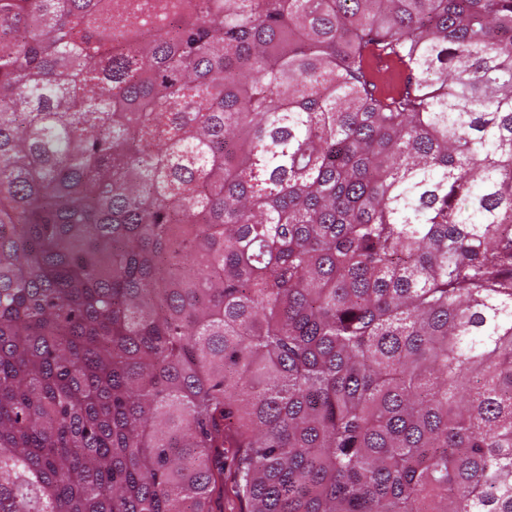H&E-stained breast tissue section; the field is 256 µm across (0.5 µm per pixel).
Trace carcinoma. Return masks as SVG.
<instances>
[{
  "instance_id": "carcinoma-1",
  "label": "carcinoma",
  "mask_w": 512,
  "mask_h": 512,
  "mask_svg": "<svg viewBox=\"0 0 512 512\" xmlns=\"http://www.w3.org/2000/svg\"><path fill=\"white\" fill-rule=\"evenodd\" d=\"M228 493L512 512V0H0V512Z\"/></svg>"
}]
</instances>
